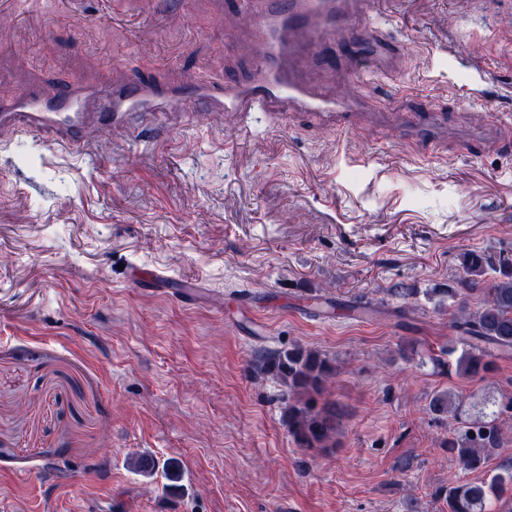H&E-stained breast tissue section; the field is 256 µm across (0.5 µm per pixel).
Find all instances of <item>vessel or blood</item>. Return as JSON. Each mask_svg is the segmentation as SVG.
<instances>
[{
  "label": "vessel or blood",
  "mask_w": 512,
  "mask_h": 512,
  "mask_svg": "<svg viewBox=\"0 0 512 512\" xmlns=\"http://www.w3.org/2000/svg\"><path fill=\"white\" fill-rule=\"evenodd\" d=\"M371 0H235L234 15L244 23L248 48L257 62L245 76L204 77L188 84H161L134 71L97 87L82 78L37 83L0 95V134L39 136L55 151L85 154L97 134L133 139L141 129L195 104L210 114L236 113L336 117L339 125L357 123L374 107L352 92L337 94L325 78L342 71L355 78L393 79L396 46L381 28L352 25ZM493 91L488 74H470L464 96L487 100ZM412 132L433 141L444 124L442 113L421 107L410 116ZM131 281L150 292H164L163 274L133 269Z\"/></svg>",
  "instance_id": "b4317fda"
}]
</instances>
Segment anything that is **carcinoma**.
<instances>
[{
  "label": "carcinoma",
  "instance_id": "obj_1",
  "mask_svg": "<svg viewBox=\"0 0 512 512\" xmlns=\"http://www.w3.org/2000/svg\"><path fill=\"white\" fill-rule=\"evenodd\" d=\"M462 275L446 288L433 293L456 299L477 296L476 310L461 301L453 314L455 339L465 346L458 360V372L475 377L491 370L492 358L512 354V258L485 250H469L459 256ZM493 273L488 280L486 275ZM261 369L288 388L302 395L288 405V431L305 448L326 442L335 428L336 412L315 406L313 395L321 392L334 375L331 362L317 351L293 347L268 354L260 360ZM435 419H454L457 427L448 435L445 447L454 453L461 468L475 471L503 447V428L496 411L484 418L462 420L461 403L449 392L435 393L428 404ZM512 494V464L480 483L451 482L438 491L448 502V512H485L486 505Z\"/></svg>",
  "mask_w": 512,
  "mask_h": 512
}]
</instances>
